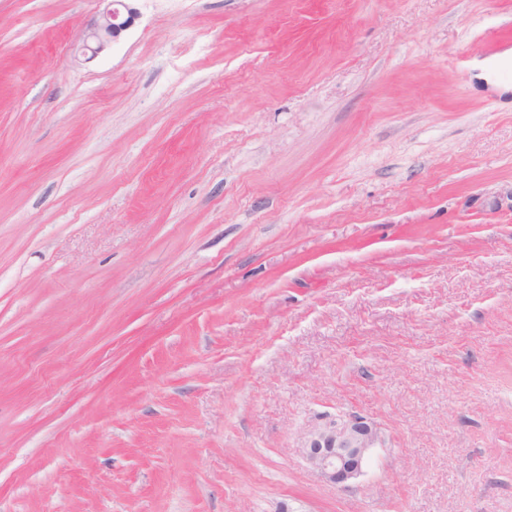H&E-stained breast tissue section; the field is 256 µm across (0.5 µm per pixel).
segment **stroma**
Returning a JSON list of instances; mask_svg holds the SVG:
<instances>
[{
    "label": "stroma",
    "mask_w": 512,
    "mask_h": 512,
    "mask_svg": "<svg viewBox=\"0 0 512 512\" xmlns=\"http://www.w3.org/2000/svg\"><path fill=\"white\" fill-rule=\"evenodd\" d=\"M136 6L0 0V512H512V0ZM135 0H101L107 2L98 20L86 34L81 50L91 53V57L104 51L134 22L138 13L126 2ZM303 439L300 451L307 465L325 481L343 488L362 474L372 450L382 443L379 428L356 413L315 424Z\"/></svg>",
    "instance_id": "35a3bbf8"
}]
</instances>
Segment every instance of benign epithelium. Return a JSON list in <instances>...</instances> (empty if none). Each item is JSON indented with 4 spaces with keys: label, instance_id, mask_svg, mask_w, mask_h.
<instances>
[{
    "label": "benign epithelium",
    "instance_id": "1",
    "mask_svg": "<svg viewBox=\"0 0 512 512\" xmlns=\"http://www.w3.org/2000/svg\"><path fill=\"white\" fill-rule=\"evenodd\" d=\"M98 20L86 34L82 51L95 56L116 41L134 22L138 13L128 0H105ZM382 443L379 428L356 413L339 414L304 433L302 456L322 479L347 487L363 472L372 450Z\"/></svg>",
    "mask_w": 512,
    "mask_h": 512
}]
</instances>
